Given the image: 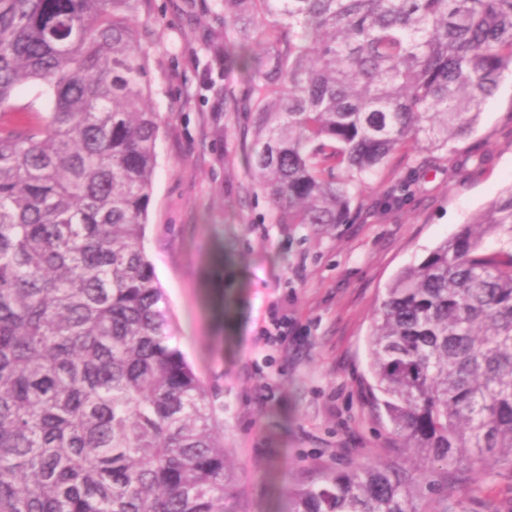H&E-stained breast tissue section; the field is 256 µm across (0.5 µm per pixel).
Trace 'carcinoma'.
<instances>
[{"label":"carcinoma","mask_w":512,"mask_h":512,"mask_svg":"<svg viewBox=\"0 0 512 512\" xmlns=\"http://www.w3.org/2000/svg\"><path fill=\"white\" fill-rule=\"evenodd\" d=\"M280 224H345L396 152L448 151L512 71V0H218ZM146 0H0V512H224L217 406L143 241ZM47 111L7 118L17 90ZM366 398L422 460L512 471V185L388 284ZM291 512H413L368 464Z\"/></svg>","instance_id":"cac0c4a2"}]
</instances>
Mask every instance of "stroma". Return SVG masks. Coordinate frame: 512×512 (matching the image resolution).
Listing matches in <instances>:
<instances>
[{
    "mask_svg": "<svg viewBox=\"0 0 512 512\" xmlns=\"http://www.w3.org/2000/svg\"><path fill=\"white\" fill-rule=\"evenodd\" d=\"M150 105L159 114L145 252L171 303L175 340L217 395L230 483L224 512H289L290 497L369 463L399 475L414 512H495L512 473L431 465L370 409L373 318L390 280L512 185V72L474 130L419 164L397 154L347 224H279L248 164L249 115L200 87L198 58L224 36L217 0H150ZM294 327L265 345L270 310Z\"/></svg>",
    "mask_w": 512,
    "mask_h": 512,
    "instance_id": "1",
    "label": "stroma"
}]
</instances>
